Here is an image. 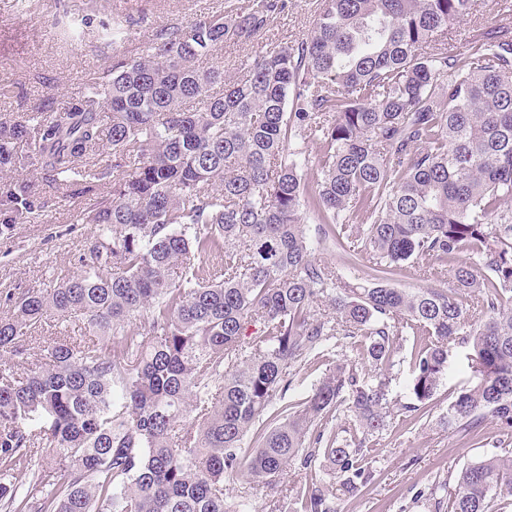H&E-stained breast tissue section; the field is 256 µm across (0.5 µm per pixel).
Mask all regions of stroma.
<instances>
[{"mask_svg":"<svg viewBox=\"0 0 512 512\" xmlns=\"http://www.w3.org/2000/svg\"><path fill=\"white\" fill-rule=\"evenodd\" d=\"M92 19L109 16L119 8L134 21L125 51L134 52L148 42L161 25L182 24L197 15L239 12L252 0H98ZM313 0H287L284 12L275 14L262 36L248 45H225L201 57V68L220 65L227 76L240 75V63L277 45L301 41L312 26ZM58 9H46L45 0H34L30 13L18 12L15 0H0V78L10 86L0 96V119L18 120L46 102L64 108L85 94L89 78L114 50L103 45L96 31L72 38L56 28ZM19 182L31 185L47 202L27 219L16 221L11 231L0 234V298L29 288L48 287L52 280L78 272V255L93 225L72 221L74 209L84 206L81 195L61 197L49 189L36 167L0 170V193ZM413 336H404L396 364L387 375L363 366L360 382L368 389H384L387 399L409 402ZM471 381L466 351L454 349L448 356L444 378L432 400L415 419L394 424L381 440L382 448L370 461L372 479L363 491L336 502V512H446L445 494L439 484L448 474L483 452L486 440L497 437L493 421H485L479 434L464 437L441 422L449 403ZM287 480L251 492L248 482L232 484L230 502L249 497L258 512H290L295 500L288 496Z\"/></svg>","mask_w":512,"mask_h":512,"instance_id":"35a3bbf8","label":"stroma"}]
</instances>
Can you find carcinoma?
Wrapping results in <instances>:
<instances>
[{"instance_id":"carcinoma-1","label":"carcinoma","mask_w":512,"mask_h":512,"mask_svg":"<svg viewBox=\"0 0 512 512\" xmlns=\"http://www.w3.org/2000/svg\"><path fill=\"white\" fill-rule=\"evenodd\" d=\"M473 4L317 0L306 37L255 56L242 77L199 68L285 7L253 0L157 27L63 112L47 103L0 121V168L36 166L58 190L81 177L94 199L74 223L96 225L79 272L4 299L0 352L15 363L0 368V512H251L228 504L227 484H273L291 466L303 473L297 512H336V498L369 483L365 457L383 432L417 411L361 386L357 361L335 354L339 336L382 374L395 336L420 337V403L451 349L469 346L476 382L444 420L469 435L490 418L512 437V32L451 42ZM130 26L104 35L122 44ZM25 138L30 155L18 153ZM309 139L320 145L312 181L287 149ZM109 176L112 190L96 193ZM0 203L17 216L36 208L26 183ZM308 212L315 242L352 244L373 282L314 257ZM406 263L431 276L450 263L454 287H392ZM49 318L103 342L65 336L30 360L21 338ZM319 359L312 394L276 407L295 366ZM265 417L272 426L243 450ZM45 448L48 469L17 482ZM441 487L448 512H509L512 452L492 449Z\"/></svg>"}]
</instances>
